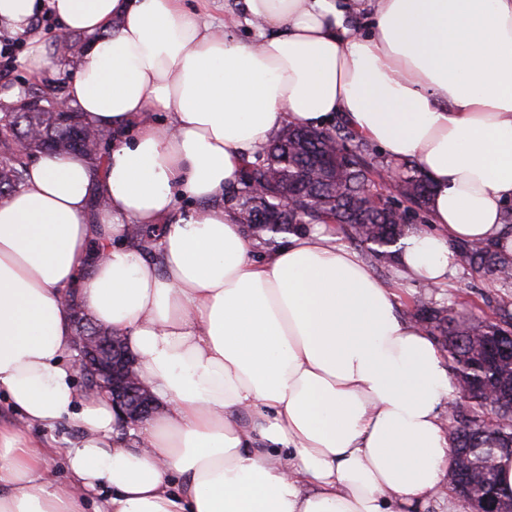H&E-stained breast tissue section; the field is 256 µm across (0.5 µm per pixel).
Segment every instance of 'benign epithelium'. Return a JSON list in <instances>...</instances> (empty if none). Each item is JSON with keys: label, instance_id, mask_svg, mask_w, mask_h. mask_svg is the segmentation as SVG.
I'll list each match as a JSON object with an SVG mask.
<instances>
[{"label": "benign epithelium", "instance_id": "benign-epithelium-1", "mask_svg": "<svg viewBox=\"0 0 512 512\" xmlns=\"http://www.w3.org/2000/svg\"><path fill=\"white\" fill-rule=\"evenodd\" d=\"M85 311L74 310L75 350L77 366L89 378L92 390L107 394L133 424L156 408L148 388L137 373L138 359L122 348L125 338L110 331L96 330L87 335Z\"/></svg>", "mask_w": 512, "mask_h": 512}]
</instances>
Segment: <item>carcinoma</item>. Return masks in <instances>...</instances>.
I'll use <instances>...</instances> for the list:
<instances>
[{
  "mask_svg": "<svg viewBox=\"0 0 512 512\" xmlns=\"http://www.w3.org/2000/svg\"><path fill=\"white\" fill-rule=\"evenodd\" d=\"M112 131L87 122L81 112L57 111L56 99L30 89L9 112H0V199L21 188L28 159L46 151L78 153L94 168L101 167ZM263 163H245L242 184L265 182L259 197H244L242 223L264 250L280 246L281 235L307 230L311 224H334L350 243L363 247L376 261L387 264L410 224L394 223V210L379 199H370L377 173L375 155L368 144L342 121L327 130L289 128L259 147ZM399 194L408 209L424 211L430 199L429 183L413 161L397 167ZM291 194L288 209L279 210L283 191ZM127 238L147 252L157 240L155 230L130 224ZM460 263L478 276H490L498 287L512 288V250L500 245L460 243ZM412 316L442 338L458 392L466 407L456 416L453 429L459 448L457 468L465 480L463 502L493 497L509 502L498 483L499 461L512 454V425H502L485 397L489 390L512 391V360L494 359V346L512 345V309L499 301L495 316L473 311L435 307L420 296Z\"/></svg>",
  "mask_w": 512,
  "mask_h": 512,
  "instance_id": "1",
  "label": "carcinoma"
}]
</instances>
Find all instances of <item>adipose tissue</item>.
<instances>
[{
	"label": "adipose tissue",
	"mask_w": 512,
	"mask_h": 512,
	"mask_svg": "<svg viewBox=\"0 0 512 512\" xmlns=\"http://www.w3.org/2000/svg\"><path fill=\"white\" fill-rule=\"evenodd\" d=\"M213 3L0 0L32 79L60 68L40 18L79 37L65 101L114 134L103 169L45 154L0 199V392L80 431L60 486L0 425V512H466L431 333L333 228L261 251L221 200L283 128L342 120L430 181L395 264L451 288L456 243L512 241V0H231L218 25ZM131 224L161 226L155 254ZM72 293L159 406L129 434L75 383Z\"/></svg>",
	"instance_id": "adipose-tissue-1"
}]
</instances>
